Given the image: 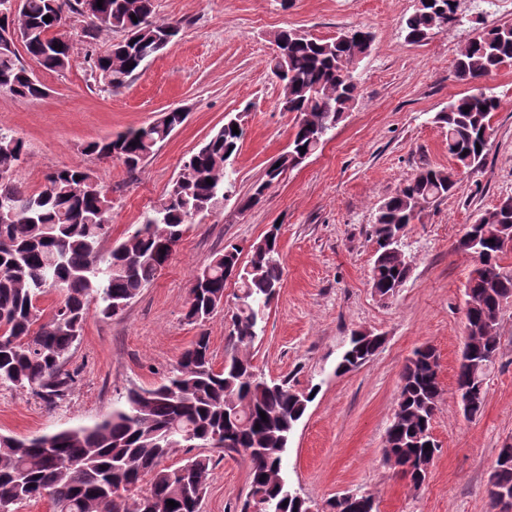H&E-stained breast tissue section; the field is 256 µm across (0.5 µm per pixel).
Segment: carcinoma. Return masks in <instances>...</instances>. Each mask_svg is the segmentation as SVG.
<instances>
[{
  "instance_id": "1",
  "label": "carcinoma",
  "mask_w": 512,
  "mask_h": 512,
  "mask_svg": "<svg viewBox=\"0 0 512 512\" xmlns=\"http://www.w3.org/2000/svg\"><path fill=\"white\" fill-rule=\"evenodd\" d=\"M0 0V84L18 98H39L45 86L37 66L61 72L69 64L73 42L61 33L74 18L82 19L85 58L98 79L110 88L125 86L139 69L178 36L176 24L154 18V0H23L13 19ZM457 0H433L415 8L403 22L406 39L421 43L437 31L459 23ZM50 16L46 22L43 17ZM104 32H119L104 53L96 41ZM277 52L269 61L283 85V107L298 120L280 166L266 172L240 198L241 210L259 204L274 180L301 164L323 144L357 98L355 71L372 45V35L359 30L328 39L309 38L283 29L274 36ZM512 63V24L503 23L469 39L455 61L461 79L484 78ZM496 96L475 86L448 103L434 122L448 129V155L454 167H426L395 195L379 205L374 223L376 257L371 288L380 299L393 297L409 274L402 244L385 243L413 222L424 206L459 188V168L479 166L493 140L492 112ZM185 121L174 108L153 124L131 128L88 144L84 151L98 159L115 158L135 175L140 164ZM238 126L239 133L232 132ZM245 136L241 116L224 121L183 162V179H174L142 223L104 253L112 235L109 190L90 169L58 168L46 175L39 191L15 176L0 180V387L31 392L48 404L63 399L74 382L64 369L71 348L82 335L90 310L104 318L118 315L160 274L194 217L223 204L232 187L230 170ZM306 148L300 152V148ZM26 156L22 138L0 128V164L17 165ZM212 183H206V180ZM482 225L457 248L482 253L467 282L466 319L484 330L483 343L462 354L484 376L488 355L498 351L497 326L502 302L512 297V270L501 265L505 247L501 226L512 228V213L503 207L480 215ZM229 244L194 276L188 322L203 324L224 305L227 275L237 271L235 312L227 335L224 367L215 369L209 336L202 333L184 351L161 385L130 387L112 412L91 425L66 428L33 438L0 435V512H19L30 501L47 498L54 512H199L212 465L197 454L178 467L165 465L176 449L221 448L244 458L250 491L241 512H254L263 501L273 512H308L311 502L289 488L284 458L298 421L312 402L286 379H266L246 353L263 332L281 284L279 227L271 225L253 243L248 260ZM55 296L52 318L42 321V302ZM383 340L351 338L342 373L366 362ZM437 355L425 346L415 350L401 374L393 420L386 432L384 455L394 454L397 469L418 488L425 481L418 463H431L436 444L430 427L440 385ZM266 418H261L260 413ZM512 491V447L501 448L487 495L496 510L498 490ZM178 503L168 506V501ZM288 505H283V502ZM325 512H372V497L357 496L350 509L334 498Z\"/></svg>"
}]
</instances>
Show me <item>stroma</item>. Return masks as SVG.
Returning a JSON list of instances; mask_svg holds the SVG:
<instances>
[{
  "instance_id": "35a3bbf8",
  "label": "stroma",
  "mask_w": 512,
  "mask_h": 512,
  "mask_svg": "<svg viewBox=\"0 0 512 512\" xmlns=\"http://www.w3.org/2000/svg\"><path fill=\"white\" fill-rule=\"evenodd\" d=\"M415 6L416 0H155L156 19L183 29L125 87L100 83L78 49L64 71H39L44 97L0 94V128L27 147L19 179L38 189L54 169L93 170L112 190L116 241L141 223L227 113L246 115L231 197L190 224L157 279L121 314L87 315L65 364L76 379L63 400L50 405L0 388V434L23 438L93 423L129 387L163 382L202 333L215 367H223L236 287L226 284L223 309L199 326L185 317L193 276L225 245L259 240L277 223L282 287L249 354L266 378L288 379L299 391L318 389L288 444L289 485L315 506L366 493L378 512H491L487 484L500 448L512 445V298L500 313L484 408L465 417L456 373L474 263L456 242L478 214L512 202V66L479 83L499 100L485 160L462 172L456 192L426 205L404 229L410 272L402 287L380 300L370 276L380 203L421 167H452L446 131L433 118L470 93L474 84L456 76L454 61L475 29L512 23V0H459L460 24L422 43L401 31ZM359 27L373 42L356 71L354 109L263 202L240 212L238 198L264 180L297 119L284 110L281 85L268 66L275 33L288 28L327 39ZM175 107L186 111L185 123L155 147L136 177L119 160L83 151L88 142L153 123ZM358 330L384 342L360 367L337 373ZM422 346L439 358L441 392L432 421L438 450L416 489L385 463L383 448L403 367ZM208 454L214 465L200 512H241L250 490L246 463L217 448Z\"/></svg>"
}]
</instances>
